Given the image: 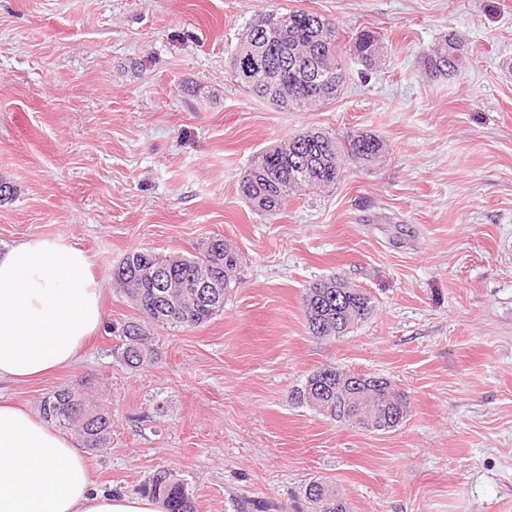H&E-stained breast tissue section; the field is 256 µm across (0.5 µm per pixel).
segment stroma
I'll return each instance as SVG.
<instances>
[{
  "mask_svg": "<svg viewBox=\"0 0 512 512\" xmlns=\"http://www.w3.org/2000/svg\"><path fill=\"white\" fill-rule=\"evenodd\" d=\"M384 37L382 65L348 60L341 96L281 112L239 87L231 52L259 9ZM465 32L469 62L429 79L419 54ZM386 143L330 191L252 212L253 156L311 129ZM0 249L39 237L86 250L107 320L138 318L112 282L131 249L195 254L213 236L242 254L209 323L154 328L133 370L97 331L80 361L0 396L42 398L92 376L112 412L87 452L99 489L142 492L159 470L197 512H308L318 478L349 512H512V0H0ZM375 298L340 338L310 335L315 280ZM383 376L407 392L398 427L369 432L291 401L318 368Z\"/></svg>",
  "mask_w": 512,
  "mask_h": 512,
  "instance_id": "35a3bbf8",
  "label": "stroma"
}]
</instances>
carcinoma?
Wrapping results in <instances>:
<instances>
[{"label":"carcinoma","mask_w":512,"mask_h":512,"mask_svg":"<svg viewBox=\"0 0 512 512\" xmlns=\"http://www.w3.org/2000/svg\"><path fill=\"white\" fill-rule=\"evenodd\" d=\"M349 51L364 70H373L384 60V41L379 32L364 29L355 34ZM468 52L466 35L451 33L421 54L420 66L432 79L456 77ZM231 67L238 86L284 112H307L333 102L346 77L337 52L336 22L310 11L260 12L238 39ZM384 151V141L368 130L352 129L340 138L322 129L307 130L259 151L239 183V192L252 211L272 218L288 197L329 190L341 180L346 165H372ZM240 263L239 251L222 236L201 243L192 257L150 249L127 252L112 270V280L136 307L140 320L107 327L117 340L113 353L137 369L154 359L156 339L150 327L180 332L210 322L224 311V298L237 280ZM158 267L166 269L177 287L165 313L158 311L151 278ZM202 279L218 285V298L211 304L197 298L195 285ZM375 309L370 292L338 277L308 285L303 295L308 330L322 338L349 334ZM290 400L347 423L370 410L377 417L375 432L397 427L410 409L409 396L387 378L345 373L330 365L308 375L291 390ZM40 413L58 427L77 428L84 446L92 451L109 444L112 413L83 386L47 394ZM147 490L162 500L166 512H195L185 485L166 470L152 475ZM303 497L311 512H349L336 491L318 479L305 483Z\"/></svg>","instance_id":"carcinoma-1"}]
</instances>
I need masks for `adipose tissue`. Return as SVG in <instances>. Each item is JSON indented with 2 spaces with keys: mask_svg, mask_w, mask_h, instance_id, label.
Returning <instances> with one entry per match:
<instances>
[{
  "mask_svg": "<svg viewBox=\"0 0 512 512\" xmlns=\"http://www.w3.org/2000/svg\"><path fill=\"white\" fill-rule=\"evenodd\" d=\"M105 318L88 253L61 239L0 250V382L73 365ZM0 512H164L160 501L95 489L74 435L0 403Z\"/></svg>",
  "mask_w": 512,
  "mask_h": 512,
  "instance_id": "ef3b65f1",
  "label": "adipose tissue"
}]
</instances>
